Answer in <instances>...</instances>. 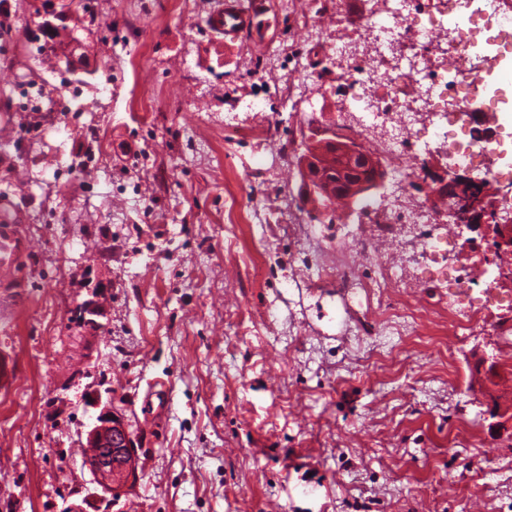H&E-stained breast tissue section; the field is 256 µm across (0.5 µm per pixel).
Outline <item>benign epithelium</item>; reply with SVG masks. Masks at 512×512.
I'll use <instances>...</instances> for the list:
<instances>
[{
	"instance_id": "benign-epithelium-1",
	"label": "benign epithelium",
	"mask_w": 512,
	"mask_h": 512,
	"mask_svg": "<svg viewBox=\"0 0 512 512\" xmlns=\"http://www.w3.org/2000/svg\"><path fill=\"white\" fill-rule=\"evenodd\" d=\"M304 151L299 157V171L309 197L317 199L324 193L319 159L323 151L331 149L341 167L357 170L354 178L346 181L343 191L351 199L382 186L381 163L373 154L359 147L356 139L333 129L312 126L303 141ZM435 191L457 195L459 207L449 209L450 217L458 221L466 218L468 225L480 227L491 237L498 251H512V216L500 214L498 201L485 192L486 178L444 170L435 180ZM98 414L86 432V457L94 482L113 496L121 495L136 474V437L130 426L109 402L98 403Z\"/></svg>"
}]
</instances>
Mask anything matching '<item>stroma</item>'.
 I'll return each instance as SVG.
<instances>
[{
    "mask_svg": "<svg viewBox=\"0 0 512 512\" xmlns=\"http://www.w3.org/2000/svg\"><path fill=\"white\" fill-rule=\"evenodd\" d=\"M42 2L0 0V115L35 84L41 121L0 143L25 263L0 282V512L86 495L100 397L138 470L87 512H512V423L491 416L512 411V279L461 287L477 230L372 235L393 178L330 222L298 174L311 119L351 100L338 47L358 22L268 0L265 44L229 52L206 23L217 0H96L73 33L94 71L78 84L36 58ZM376 256L398 287L310 285L324 263L371 276ZM89 299L93 336L71 320ZM453 303L482 322L455 331Z\"/></svg>",
    "mask_w": 512,
    "mask_h": 512,
    "instance_id": "obj_1",
    "label": "stroma"
}]
</instances>
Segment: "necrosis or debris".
<instances>
[{
	"label": "necrosis or debris",
	"mask_w": 512,
	"mask_h": 512,
	"mask_svg": "<svg viewBox=\"0 0 512 512\" xmlns=\"http://www.w3.org/2000/svg\"><path fill=\"white\" fill-rule=\"evenodd\" d=\"M362 20L364 39L379 42L384 53L353 75L359 123L381 131L376 145L400 180L410 182L421 172L407 157L416 145L411 102L442 113L434 134L447 142L460 167L486 164L499 146L493 124L507 104L489 78L512 60V31L505 29L499 0H364ZM447 31L454 37L452 55L462 66L444 60L433 68L420 65ZM393 282L385 265L369 282L355 278L352 269L326 266L315 284L380 292Z\"/></svg>",
	"instance_id": "obj_1"
}]
</instances>
